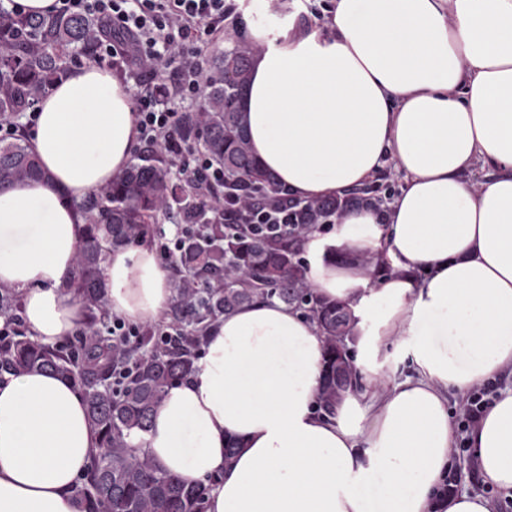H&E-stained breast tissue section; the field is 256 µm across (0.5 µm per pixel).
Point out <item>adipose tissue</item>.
I'll list each match as a JSON object with an SVG mask.
<instances>
[{"instance_id": "obj_1", "label": "adipose tissue", "mask_w": 512, "mask_h": 512, "mask_svg": "<svg viewBox=\"0 0 512 512\" xmlns=\"http://www.w3.org/2000/svg\"><path fill=\"white\" fill-rule=\"evenodd\" d=\"M242 107L251 149L295 197H331L393 161L386 217L346 212L303 243L305 277L356 317L360 387L320 411L323 338L279 301L210 329L191 378L169 388L143 447L206 512H494L446 493L457 434L448 398L512 372V0H332L325 28L254 26ZM29 145L43 175L0 192V288L21 293L33 340L84 321L63 283L78 206L121 177L138 131L132 96L89 64L38 103ZM493 177L471 182L476 166ZM385 259L379 275L361 257ZM112 314L159 321L168 271L146 243L108 251ZM413 373L396 379L399 356ZM243 440L232 466L228 437ZM486 483L512 495V389L472 427ZM99 451L81 393L40 372L0 380V512H80L74 487Z\"/></svg>"}]
</instances>
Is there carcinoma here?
<instances>
[{"instance_id":"1","label":"carcinoma","mask_w":512,"mask_h":512,"mask_svg":"<svg viewBox=\"0 0 512 512\" xmlns=\"http://www.w3.org/2000/svg\"><path fill=\"white\" fill-rule=\"evenodd\" d=\"M0 116L26 111L67 67L71 54L87 50L98 32L85 15L25 14L0 11ZM257 45L237 41L218 50L197 111L185 117V137L224 168V186L246 196L285 198L284 188L251 153L242 118V99ZM161 157L131 164L116 182L79 206L83 223L74 268L65 287L75 290L85 314V330L65 346H44L24 334L0 339V377L22 371L50 372L72 381L82 393L101 451L82 478L81 512H206L214 480L187 487L159 467L134 443L148 432L151 416L168 389L188 379L208 326L236 308L278 300L303 311L324 342L319 407L329 412L350 389L349 344L354 341L351 308L319 297L304 277L302 240L349 208L377 205L369 190L330 199L291 202L297 217L281 236L254 235L229 224H212L195 196L173 184ZM41 175L36 156L22 136L0 139V189ZM177 210L200 225L183 240L173 258L182 275L171 280V321L179 336L160 345L148 331L139 347L126 349L95 328L109 313L102 263L107 251L146 238L158 212ZM20 310L18 295L0 289V316Z\"/></svg>"}]
</instances>
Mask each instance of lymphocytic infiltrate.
Listing matches in <instances>:
<instances>
[{
  "mask_svg": "<svg viewBox=\"0 0 512 512\" xmlns=\"http://www.w3.org/2000/svg\"><path fill=\"white\" fill-rule=\"evenodd\" d=\"M55 11L97 20L89 54L108 61L118 78L131 83L139 144L174 161L184 184L216 218L260 234L290 227L287 204L225 195L221 167L181 135L184 115L177 106L203 87L208 73L203 49L224 28L225 0H57ZM166 72L174 78L160 84Z\"/></svg>",
  "mask_w": 512,
  "mask_h": 512,
  "instance_id": "obj_1",
  "label": "lymphocytic infiltrate"
}]
</instances>
